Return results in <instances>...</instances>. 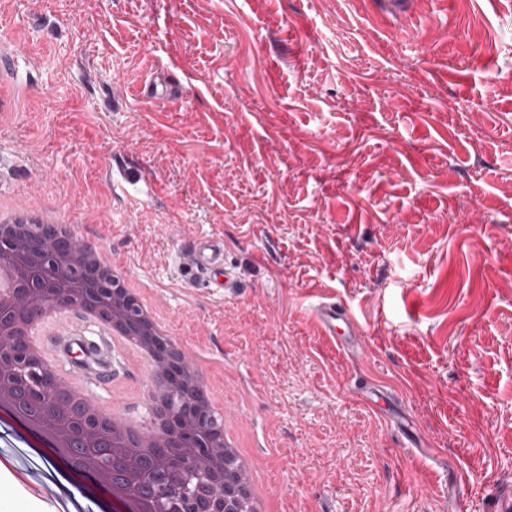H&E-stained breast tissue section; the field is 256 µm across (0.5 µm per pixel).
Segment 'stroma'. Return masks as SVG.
I'll return each instance as SVG.
<instances>
[{"instance_id":"stroma-1","label":"stroma","mask_w":512,"mask_h":512,"mask_svg":"<svg viewBox=\"0 0 512 512\" xmlns=\"http://www.w3.org/2000/svg\"><path fill=\"white\" fill-rule=\"evenodd\" d=\"M171 74L179 101L142 96ZM0 200L75 211L223 394L277 512H492L512 482V0H0ZM224 243L229 281L186 276ZM332 287L362 330L315 328ZM92 382L144 411L134 357ZM21 486L47 460L11 438ZM186 266L194 277L198 275L213 294L224 293L228 273L224 267V243L214 239H199L186 248ZM224 277V280H220Z\"/></svg>"}]
</instances>
